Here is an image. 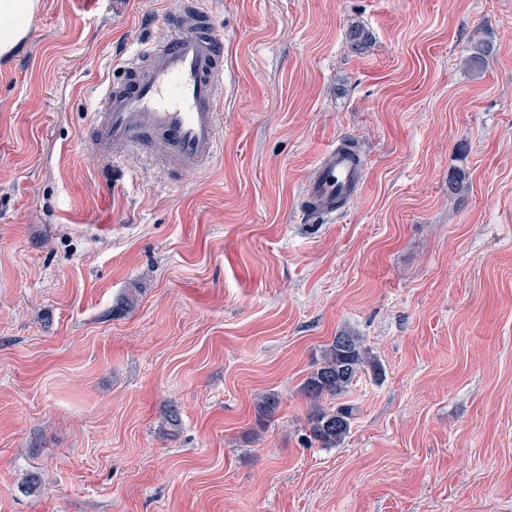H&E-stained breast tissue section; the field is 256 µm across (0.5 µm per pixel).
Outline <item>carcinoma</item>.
Masks as SVG:
<instances>
[{
  "label": "carcinoma",
  "instance_id": "1",
  "mask_svg": "<svg viewBox=\"0 0 512 512\" xmlns=\"http://www.w3.org/2000/svg\"><path fill=\"white\" fill-rule=\"evenodd\" d=\"M492 48L491 33L487 30L470 39L463 49L464 65L473 73H483ZM373 373L381 371L380 365L369 356L361 337L352 331L341 330L323 351L321 361L303 383L302 393L310 402L306 418L307 440L322 448L340 445L351 429L353 409L348 406L327 408L323 399L340 395L353 385L365 368ZM279 400L266 396L256 405V422L265 426L275 414Z\"/></svg>",
  "mask_w": 512,
  "mask_h": 512
}]
</instances>
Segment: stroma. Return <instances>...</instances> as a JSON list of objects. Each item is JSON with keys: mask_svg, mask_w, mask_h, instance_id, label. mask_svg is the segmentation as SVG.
Wrapping results in <instances>:
<instances>
[{"mask_svg": "<svg viewBox=\"0 0 512 512\" xmlns=\"http://www.w3.org/2000/svg\"><path fill=\"white\" fill-rule=\"evenodd\" d=\"M186 2L39 0L0 57V512H512V0H215L222 156L90 150L97 91ZM338 141L363 184L323 220ZM343 329L382 371L309 446ZM470 39L469 44L463 49L462 60L464 65L475 74H482L492 48L491 33L482 30ZM362 163L355 164L341 149V145L328 147L316 167L315 177L306 184L305 203L319 205L314 213L328 217L336 216L333 203L336 195L345 194L363 178ZM366 366L374 374L381 371L380 365L364 348L360 336L348 330L336 333L301 388L311 406L305 423L310 443L321 448H334L345 440L351 429L353 408H327L322 402L326 397L349 390Z\"/></svg>", "mask_w": 512, "mask_h": 512, "instance_id": "stroma-1", "label": "stroma"}]
</instances>
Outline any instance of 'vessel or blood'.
I'll return each mask as SVG.
<instances>
[{
	"instance_id": "b4317fda",
	"label": "vessel or blood",
	"mask_w": 512,
	"mask_h": 512,
	"mask_svg": "<svg viewBox=\"0 0 512 512\" xmlns=\"http://www.w3.org/2000/svg\"><path fill=\"white\" fill-rule=\"evenodd\" d=\"M210 18L194 8L168 23L162 40L141 43L124 65L131 80L109 84L99 96L89 125L91 148L132 149L155 134L180 165L217 160L223 152L224 42ZM363 172L341 147H328L306 185V202L317 203L319 214L335 216L337 195L355 188Z\"/></svg>"
}]
</instances>
